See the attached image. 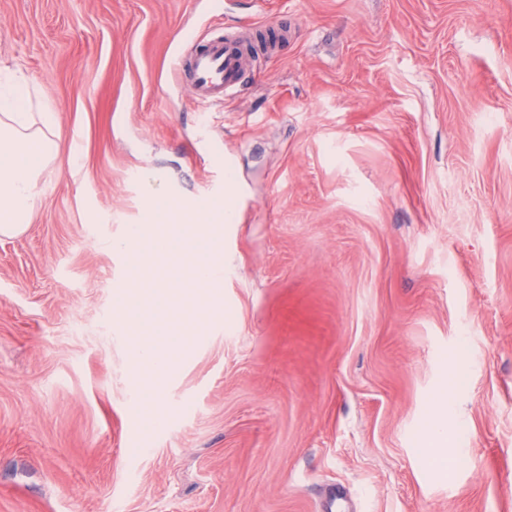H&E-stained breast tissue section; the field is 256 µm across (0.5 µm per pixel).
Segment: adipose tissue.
<instances>
[{"label":"adipose tissue","mask_w":512,"mask_h":512,"mask_svg":"<svg viewBox=\"0 0 512 512\" xmlns=\"http://www.w3.org/2000/svg\"><path fill=\"white\" fill-rule=\"evenodd\" d=\"M30 98L18 85L0 84V235L23 232L30 222L37 186L58 157L55 120H33Z\"/></svg>","instance_id":"1"}]
</instances>
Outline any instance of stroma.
<instances>
[{"instance_id": "obj_1", "label": "stroma", "mask_w": 512, "mask_h": 512, "mask_svg": "<svg viewBox=\"0 0 512 512\" xmlns=\"http://www.w3.org/2000/svg\"><path fill=\"white\" fill-rule=\"evenodd\" d=\"M254 22L275 49L198 105L185 32ZM0 64L59 151L0 236V512H512V0H0ZM148 174L239 193L155 383L111 247Z\"/></svg>"}]
</instances>
